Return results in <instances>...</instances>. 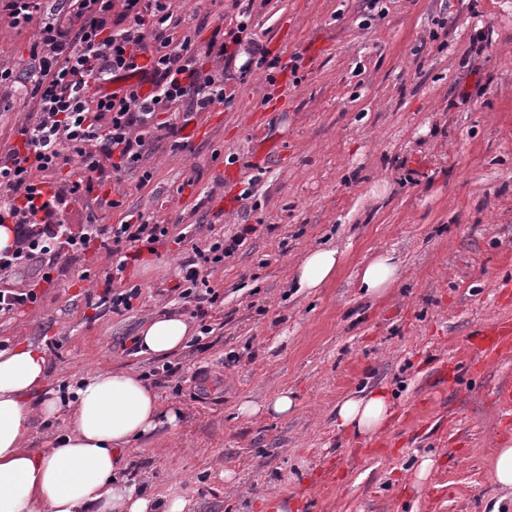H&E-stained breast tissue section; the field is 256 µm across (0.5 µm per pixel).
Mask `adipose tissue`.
<instances>
[{
	"instance_id": "obj_1",
	"label": "adipose tissue",
	"mask_w": 512,
	"mask_h": 512,
	"mask_svg": "<svg viewBox=\"0 0 512 512\" xmlns=\"http://www.w3.org/2000/svg\"><path fill=\"white\" fill-rule=\"evenodd\" d=\"M342 258L334 246L309 248L295 266L297 291L324 287ZM399 263L384 252L358 273L363 295H385L396 283ZM181 314L153 315L141 328L142 354L164 357L191 336ZM47 354L38 345L0 346V512H193L180 496L158 498L125 475V451L160 427L177 426L181 412L163 407L155 392L131 371H95L59 393L47 388ZM393 415L382 388L336 404L337 428L380 436ZM65 424L49 447L28 442L36 417Z\"/></svg>"
}]
</instances>
